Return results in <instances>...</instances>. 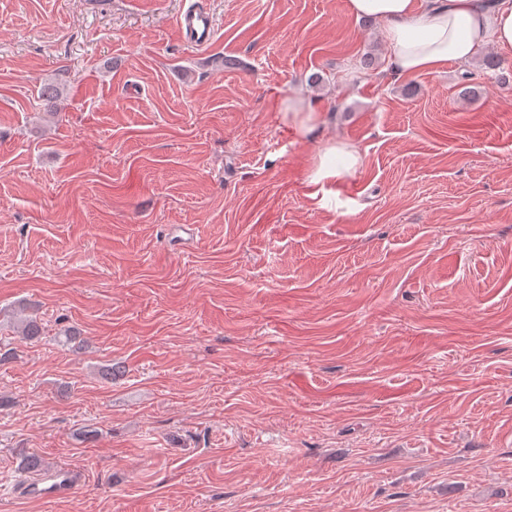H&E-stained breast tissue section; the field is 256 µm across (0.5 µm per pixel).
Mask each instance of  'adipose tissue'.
I'll return each mask as SVG.
<instances>
[{"mask_svg":"<svg viewBox=\"0 0 512 512\" xmlns=\"http://www.w3.org/2000/svg\"><path fill=\"white\" fill-rule=\"evenodd\" d=\"M347 7L355 17L381 22L384 71L391 76L465 66L489 46L512 51V0H347ZM360 164L356 148L326 141L312 159L309 182L331 184Z\"/></svg>","mask_w":512,"mask_h":512,"instance_id":"adipose-tissue-1","label":"adipose tissue"}]
</instances>
